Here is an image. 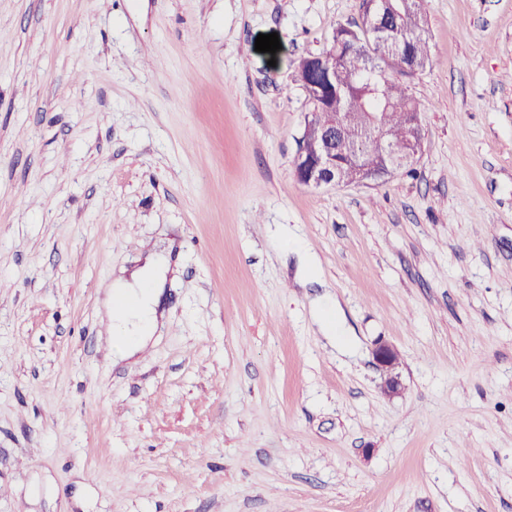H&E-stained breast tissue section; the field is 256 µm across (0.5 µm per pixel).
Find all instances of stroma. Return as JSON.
Masks as SVG:
<instances>
[{
    "mask_svg": "<svg viewBox=\"0 0 512 512\" xmlns=\"http://www.w3.org/2000/svg\"><path fill=\"white\" fill-rule=\"evenodd\" d=\"M426 15L413 173L313 189L296 66L360 0H0V512H512V0ZM170 270V250L150 253L143 266L129 277L121 275L105 286L108 333L116 358H133L155 336L160 325L159 317H163L159 310Z\"/></svg>",
    "mask_w": 512,
    "mask_h": 512,
    "instance_id": "stroma-1",
    "label": "stroma"
}]
</instances>
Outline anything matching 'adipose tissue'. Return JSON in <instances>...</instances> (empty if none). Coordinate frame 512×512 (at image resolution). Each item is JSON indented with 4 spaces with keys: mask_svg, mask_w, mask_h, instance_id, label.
Returning a JSON list of instances; mask_svg holds the SVG:
<instances>
[{
    "mask_svg": "<svg viewBox=\"0 0 512 512\" xmlns=\"http://www.w3.org/2000/svg\"><path fill=\"white\" fill-rule=\"evenodd\" d=\"M170 269V251L155 252L146 256L139 269L107 284L108 333L116 358H133L157 332L164 282Z\"/></svg>",
    "mask_w": 512,
    "mask_h": 512,
    "instance_id": "1",
    "label": "adipose tissue"
}]
</instances>
